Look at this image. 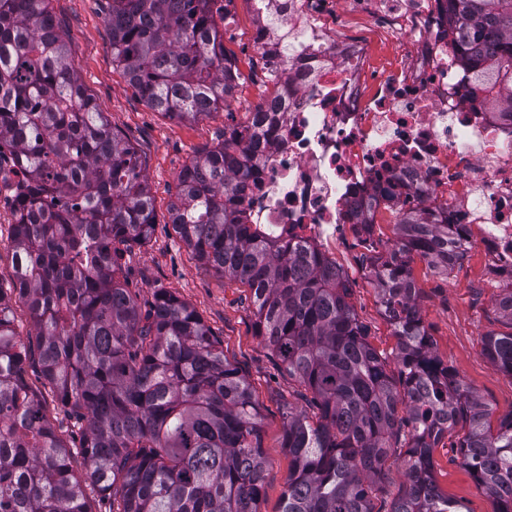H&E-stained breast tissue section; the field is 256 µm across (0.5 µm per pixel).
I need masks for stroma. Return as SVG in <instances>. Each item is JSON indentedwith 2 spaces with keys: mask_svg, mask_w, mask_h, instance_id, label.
Instances as JSON below:
<instances>
[{
  "mask_svg": "<svg viewBox=\"0 0 512 512\" xmlns=\"http://www.w3.org/2000/svg\"><path fill=\"white\" fill-rule=\"evenodd\" d=\"M234 8V18L224 28V51L242 75L240 84L224 108L188 122L150 109L113 66L111 32L101 0H51L50 4L87 94L112 128L136 147L144 163L155 225L148 241L134 246L125 258L128 286L141 311L150 309L156 291L162 288L195 309L223 345L226 359L246 376L260 404L262 447L269 461L262 510L279 512L289 467L288 454L281 446L283 414L299 403L297 385L257 336L248 288L205 269L169 222V207L185 164L199 149L222 140L226 129L244 124L249 110L273 90L262 53L253 43V0H235ZM339 8L344 17L336 26L337 38L363 44L372 67H388L395 53L381 21L349 10L346 0H341ZM15 187L11 160H0V273L4 275L11 263L14 216L10 202ZM394 238V225L388 222L376 225L370 243H361L349 232L336 242V264L349 279L350 302L369 342L386 354L396 340L377 304L370 259L388 249ZM410 267L434 352L487 405L492 421L511 414L512 376L495 370L481 351L484 335L503 329L494 306L502 287L490 278L483 252L470 249L446 275L417 256ZM452 442V437H445L433 453L440 488L464 503L468 512H495L494 500L461 464Z\"/></svg>",
  "mask_w": 512,
  "mask_h": 512,
  "instance_id": "35a3bbf8",
  "label": "stroma"
}]
</instances>
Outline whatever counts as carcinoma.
Returning <instances> with one entry per match:
<instances>
[{
    "mask_svg": "<svg viewBox=\"0 0 512 512\" xmlns=\"http://www.w3.org/2000/svg\"><path fill=\"white\" fill-rule=\"evenodd\" d=\"M211 2L105 0L112 64L154 111L192 121L238 87ZM450 26L464 61L501 81L490 109L512 115V0H455ZM258 149L242 126L198 152L169 221L205 267L250 290L256 334L303 388L306 407L284 416L280 512H378L404 427L406 484L389 512H464L434 478L447 434L496 512H512V414L491 429L486 406L433 353L415 303L411 255L442 274L465 256L448 225L413 206L371 258L390 359L368 341L340 267L260 236L238 209ZM5 154L22 179L0 287V512H93L87 487L107 512H262L259 402L195 309L162 291L141 314L122 260L152 233L149 187L135 148L85 93L49 0H0ZM15 299L33 323L42 385L84 424L78 437L27 382L32 347L13 328ZM495 309L509 331L487 333L482 351L512 376V287Z\"/></svg>",
    "mask_w": 512,
    "mask_h": 512,
    "instance_id": "cac0c4a2",
    "label": "carcinoma"
}]
</instances>
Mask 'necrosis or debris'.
I'll list each match as a JSON object with an SVG mask.
<instances>
[{
  "mask_svg": "<svg viewBox=\"0 0 512 512\" xmlns=\"http://www.w3.org/2000/svg\"><path fill=\"white\" fill-rule=\"evenodd\" d=\"M409 44L370 73L360 44L338 41L334 0H276L282 33L303 54L277 55L278 35L255 44L284 72L278 98L249 116L276 131L241 209L267 238L328 254L345 225L362 237L386 213L384 196H420L430 221L463 227L493 278L512 283V119L490 111L448 26V0H354ZM366 211L370 224L357 223Z\"/></svg>",
  "mask_w": 512,
  "mask_h": 512,
  "instance_id": "4bbe7bcc",
  "label": "necrosis or debris"
}]
</instances>
